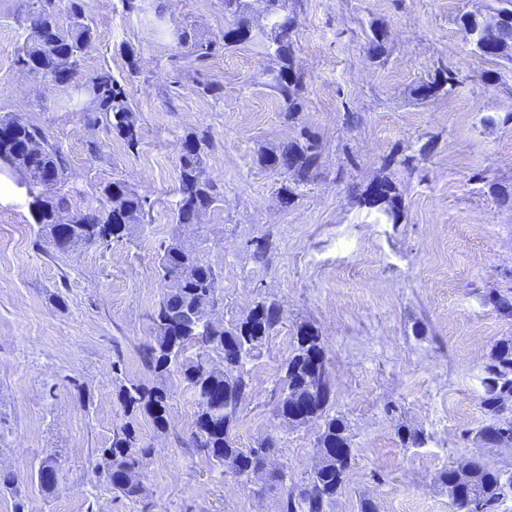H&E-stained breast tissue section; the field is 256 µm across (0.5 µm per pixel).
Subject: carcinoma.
<instances>
[{
  "label": "carcinoma",
  "mask_w": 512,
  "mask_h": 512,
  "mask_svg": "<svg viewBox=\"0 0 512 512\" xmlns=\"http://www.w3.org/2000/svg\"><path fill=\"white\" fill-rule=\"evenodd\" d=\"M505 21L496 33L498 41L507 48L501 56L512 60V0H496ZM299 0H266V10L272 18L271 26L261 32H251L247 22L245 0H224V15L235 24V28L224 32L220 39L202 40L195 31L184 27L177 31L178 44L188 49V55L204 59L215 55L228 46L251 42L263 50V54L275 58L276 67L271 69L270 87L280 100L286 121L298 120L303 107L305 90L304 76L296 54L297 18ZM30 29L36 33L25 38L15 49L16 62L24 55L41 57L45 73L62 67H70L96 88L92 99L75 103L67 96V103L76 105L82 117L94 124H104L113 136L124 141L130 149L139 143L138 128L128 104L124 87L108 72L83 73V58L86 45L92 43L93 26L89 21L84 0H69V15L59 14L55 0H38L36 10L30 18ZM435 94L449 95L460 85L457 73L442 69L430 81ZM1 121L15 123L14 133L9 139H0V170L9 169L23 175L32 198L31 206L41 225L56 223V216L70 212L77 216L80 224L79 239L72 244L67 240L53 238V245L63 251L75 245L107 246L121 241L127 235L128 226L142 224L150 210V202L131 185L122 188V214L115 215L112 208L83 210L73 207L69 199L60 194L58 186L46 184L41 174L47 170L64 176L67 169L66 155L61 147L51 140L46 131L28 121H17L4 115ZM187 138L197 143L198 151L180 158L178 174L177 223L194 224L199 215L218 201L217 187L205 176L203 167L204 149L211 145L206 131H193ZM38 142L42 150L35 154L26 151V145ZM435 148L427 140L418 149L407 147L401 153L399 164L415 169V161L427 159ZM320 145L313 133L301 128L298 136L287 143L264 151L259 162L266 168L278 170L292 178L293 185L284 184L281 192L291 201L296 196L295 187L308 182L318 168ZM359 202L369 208H379L392 223L400 219L401 205L395 187L383 198H376L367 190L358 195ZM165 250L182 253L184 265L171 268L158 256L157 275L163 291L150 315L153 336L144 347V361L159 382L147 387L130 382L119 388V398L127 414L143 413L159 428L167 423L169 392L166 378L175 373L194 389L197 397V416L192 426L191 446L210 459L215 465L231 467L232 474L248 482L249 469L253 461L252 450L238 447L233 435L237 412V397L251 390L250 364L259 356L266 338L281 322L282 309L275 302H256L247 316L224 325L219 329L208 326L193 315V306L200 292L213 287L218 292V274L207 266L200 251L175 239ZM173 279L177 285L169 287L166 280ZM489 300L498 314L512 318V291L495 293ZM199 346L205 356L191 361L183 358L190 346ZM218 357L224 369L207 374L204 366L208 359ZM314 359L326 360L325 348L319 331L311 326H302L296 332V341L291 355L283 364L284 375L280 385L301 394L313 393L319 399L316 420L320 430L315 447L323 457L322 466L311 475L307 485L294 493L285 491L279 501V512H328L336 494L344 483L343 475L350 469L351 436L344 419L329 414L328 371L319 379L308 380V365ZM214 386H220L231 395L232 403L224 408H214L205 401V396ZM484 394L481 405L489 423L476 432V438L490 437L497 447L512 449V428L503 429L505 416L499 404V394L512 392V336L499 341L493 348L483 380ZM148 449L140 441L131 423H126L114 434L111 446L101 449L106 461L105 478L125 496L133 499L141 495L140 483H127L130 472H138L140 457ZM468 468L469 484L448 494L452 512H498L508 495L503 488L500 472L492 470L474 457L455 461Z\"/></svg>",
  "instance_id": "1"
}]
</instances>
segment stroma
I'll list each match as a JSON object with an SVG mask.
<instances>
[{
	"mask_svg": "<svg viewBox=\"0 0 512 512\" xmlns=\"http://www.w3.org/2000/svg\"><path fill=\"white\" fill-rule=\"evenodd\" d=\"M34 2L0 0V115L57 140L68 160L62 190L77 206L106 207L104 186L123 179L152 208L122 241L61 252L40 240L20 175L0 171L9 186L0 194V478L14 477L0 481V512H279L284 488L303 487L317 456L318 425L290 429L275 413L280 368L303 325L323 337L328 409L351 434V467L331 512H359L366 497L379 512H450L438 474L452 462L512 470V449L473 439L488 421L485 365L512 336V318L488 300L512 286V61L475 54L462 22L494 0H302L306 88L294 123L267 85L275 62L257 47L183 59L177 30L221 37L224 0H145L140 15L122 0H85L95 37L83 67L123 84L140 133L133 149L61 107L60 89L17 65ZM376 31L385 36L379 59L367 51ZM443 66L458 70L456 92L418 97ZM207 84L219 93H204ZM348 111L357 123L345 124ZM302 126L319 139V171L287 203L284 175L258 156ZM203 128L213 142L204 171L220 199L187 227L175 219L180 143ZM429 139L435 150L416 170L389 163L398 146ZM381 179L401 198L399 223L352 196ZM177 237L218 273L225 322L262 299L283 309L252 363L234 429L242 449L268 434L280 440L286 485L261 498L189 444L198 406L180 377L167 381L166 428L128 417L117 398L121 384L157 381L141 349L161 291L157 258ZM259 237L271 242L262 261L251 247ZM128 422L148 449L133 500L98 475L101 449ZM404 429L423 432L424 445L402 444ZM45 465L56 469L49 488L38 479Z\"/></svg>",
	"mask_w": 512,
	"mask_h": 512,
	"instance_id": "obj_1",
	"label": "stroma"
}]
</instances>
